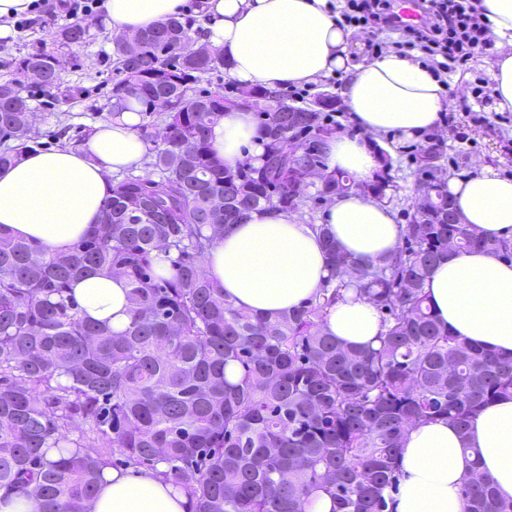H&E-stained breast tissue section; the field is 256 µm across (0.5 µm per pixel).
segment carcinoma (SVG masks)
<instances>
[{"label":"carcinoma","instance_id":"cac0c4a2","mask_svg":"<svg viewBox=\"0 0 512 512\" xmlns=\"http://www.w3.org/2000/svg\"><path fill=\"white\" fill-rule=\"evenodd\" d=\"M196 34V20L173 16L114 42L112 108L134 104L151 115L164 97L170 110L149 136L148 171L112 180L99 223L62 254L0 229V488L34 500L38 512H93L118 455L152 467L194 501L193 512H305L323 494L331 512H387L409 427L446 418L463 432L483 404L512 397V354L449 333L424 291L452 252L512 260V242L478 237L463 223L448 194L445 147L426 144L413 156L426 209L408 215L392 256L355 261L323 227L333 271L315 299L268 317L236 307L203 273L227 225L355 192L382 201L395 188L394 160L378 146L372 180L335 172L315 195L297 196L299 178L336 135L324 123L336 93L290 112L281 94L250 86L263 151L225 167L210 135L241 88L196 90L203 76L227 69L220 50L195 45ZM89 38V26L72 24L55 49L8 62L0 168L38 144L28 73L42 71L32 87L57 96L62 50ZM294 138L302 152L290 157ZM216 197L223 208H212ZM86 274L126 281L125 329L80 314L73 286ZM352 285L382 313L376 347L321 331ZM78 420L93 437L69 435ZM462 494L465 512H512L477 467Z\"/></svg>","mask_w":512,"mask_h":512}]
</instances>
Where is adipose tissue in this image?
<instances>
[{
	"label": "adipose tissue",
	"mask_w": 512,
	"mask_h": 512,
	"mask_svg": "<svg viewBox=\"0 0 512 512\" xmlns=\"http://www.w3.org/2000/svg\"><path fill=\"white\" fill-rule=\"evenodd\" d=\"M181 2L106 0L103 22L118 37L164 22ZM482 5L499 48L492 66L494 109L512 112V0ZM206 14V40L223 51L230 75L242 85L277 89L350 71L343 95L358 132L328 141L326 172L370 179L377 162L368 134L421 135L438 125L450 104L431 70L397 54L350 64L351 32L334 20L328 0H208ZM140 123L137 112L124 110L96 126L82 146L30 152L0 168V228L51 251L68 249L97 222L112 193L113 173L141 165L146 149ZM257 140L252 113L241 110L226 111L211 138L230 168ZM448 188L476 233L512 240V179L487 166ZM401 234L386 204L349 194L330 205L319 225L274 210L251 213L216 241L204 269L236 306L271 316L304 304L326 284L325 238H334L356 260L374 262L397 249ZM424 288L433 314L450 333L512 353V261L481 250L455 253L434 266ZM126 289L124 281L91 274L76 282L74 297L91 319L120 330L129 322ZM322 329L362 347L375 343L381 316L350 291L328 309ZM466 444L479 450L497 497L511 501L512 399H498L466 430L443 419L409 430L397 485L387 493L388 512H465L462 480L471 465L462 451ZM104 477L94 512H192L189 496L154 472L112 467Z\"/></svg>",
	"instance_id": "1"
}]
</instances>
